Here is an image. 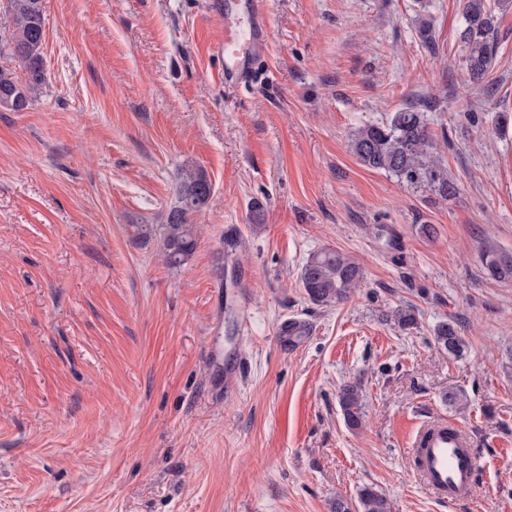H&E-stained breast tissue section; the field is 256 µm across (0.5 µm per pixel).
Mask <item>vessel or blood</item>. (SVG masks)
<instances>
[{
    "instance_id": "vessel-or-blood-1",
    "label": "vessel or blood",
    "mask_w": 512,
    "mask_h": 512,
    "mask_svg": "<svg viewBox=\"0 0 512 512\" xmlns=\"http://www.w3.org/2000/svg\"><path fill=\"white\" fill-rule=\"evenodd\" d=\"M268 41L265 0H224V43L215 53L224 61V88L233 90L252 72ZM418 479L439 497L468 499L481 460L462 432L445 421L426 424L408 450Z\"/></svg>"
}]
</instances>
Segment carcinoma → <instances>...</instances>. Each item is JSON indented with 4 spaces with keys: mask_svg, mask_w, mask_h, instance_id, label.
Listing matches in <instances>:
<instances>
[{
    "mask_svg": "<svg viewBox=\"0 0 512 512\" xmlns=\"http://www.w3.org/2000/svg\"><path fill=\"white\" fill-rule=\"evenodd\" d=\"M463 27L459 33L462 56L470 84L478 86L492 71L498 55L500 21L512 10V0H460ZM44 12L42 0H0V57L23 65L24 78L0 66V112H23L32 105L46 82L42 57ZM350 147L364 166L384 170L406 185L427 188L443 199L456 195L457 185L440 166L426 115L410 107L390 114L380 122L365 123L351 134ZM211 197L210 181L200 166L180 170L174 202L165 224H137V234L148 238L159 234L166 265L181 267L197 247L194 218L205 211ZM482 268L499 282H512V252L492 239L479 246ZM364 279L362 266L350 255L334 248L311 253L301 267L299 283L316 306L332 307L345 301ZM394 325L410 330L417 325L415 312L401 308L393 314ZM435 344L453 356L460 355L466 341L452 319L434 329ZM346 426L355 430L364 419V393L358 382L343 384L337 394ZM332 512H392L391 502L371 486L361 487L354 504L338 498Z\"/></svg>",
    "mask_w": 512,
    "mask_h": 512,
    "instance_id": "obj_1",
    "label": "carcinoma"
}]
</instances>
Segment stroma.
Returning <instances> with one entry per match:
<instances>
[{
	"instance_id": "obj_1",
	"label": "stroma",
	"mask_w": 512,
	"mask_h": 512,
	"mask_svg": "<svg viewBox=\"0 0 512 512\" xmlns=\"http://www.w3.org/2000/svg\"><path fill=\"white\" fill-rule=\"evenodd\" d=\"M43 11L47 83L0 112V512H329L365 485L393 512H512V282L477 251L512 250V12L478 88L459 0H268V50L228 93L224 0ZM407 106L455 198L354 156L355 128ZM189 164L212 194L171 268L135 227L163 223ZM324 247L365 273L332 308L299 284ZM450 318L458 357L433 338ZM289 319L310 327L292 348ZM355 380L351 430L337 392ZM436 418L481 459L470 500L412 472ZM482 268L499 282H512V252L503 249L492 239H485L479 246ZM338 404L346 426L355 430L364 419V393L359 382L343 384L337 394Z\"/></svg>"
}]
</instances>
